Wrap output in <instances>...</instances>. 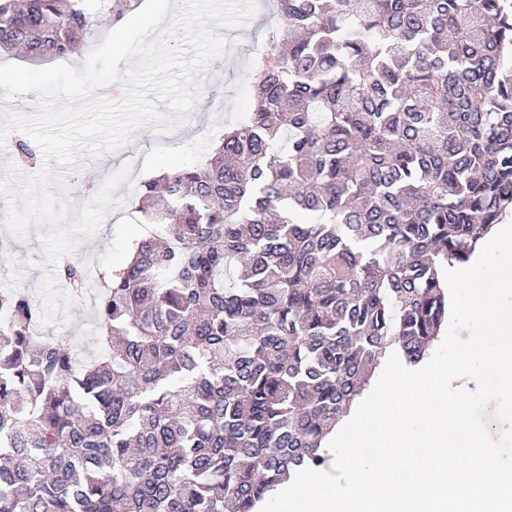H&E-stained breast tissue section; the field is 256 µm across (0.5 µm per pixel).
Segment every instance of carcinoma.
Wrapping results in <instances>:
<instances>
[{"label": "carcinoma", "mask_w": 512, "mask_h": 512, "mask_svg": "<svg viewBox=\"0 0 512 512\" xmlns=\"http://www.w3.org/2000/svg\"><path fill=\"white\" fill-rule=\"evenodd\" d=\"M276 7L249 119L140 184L155 231L101 283V353L0 292V512H255L329 466L391 353L439 341L444 269L512 206V0ZM107 21L109 0H0V49L68 56ZM56 277L83 299V260Z\"/></svg>", "instance_id": "obj_1"}]
</instances>
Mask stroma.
<instances>
[{
    "mask_svg": "<svg viewBox=\"0 0 512 512\" xmlns=\"http://www.w3.org/2000/svg\"><path fill=\"white\" fill-rule=\"evenodd\" d=\"M257 4V12L247 26L225 30L226 55L212 62L199 101L184 124L163 135L151 128H142L126 147L89 162L76 174L68 176L64 195L79 205L122 164L128 161L133 164L129 182L116 191L117 196L123 197V205L111 212L96 235L82 241L74 252L75 257L92 264L99 275L111 276L132 250L135 240L152 230L151 225L141 223L135 209L134 198L140 182L162 167L206 164L224 128L248 117L249 72L254 62L266 54V26L281 24L273 0H257ZM40 235V228L33 225L27 239L17 240L0 224L1 292L23 290L30 296H37L42 272L35 264L43 259ZM98 291V285H91L83 300L74 303L64 325L41 324L36 329L37 334L69 343L79 359L89 360L97 352L95 346L87 344L86 338L93 329L92 310Z\"/></svg>",
    "mask_w": 512,
    "mask_h": 512,
    "instance_id": "stroma-1",
    "label": "stroma"
}]
</instances>
